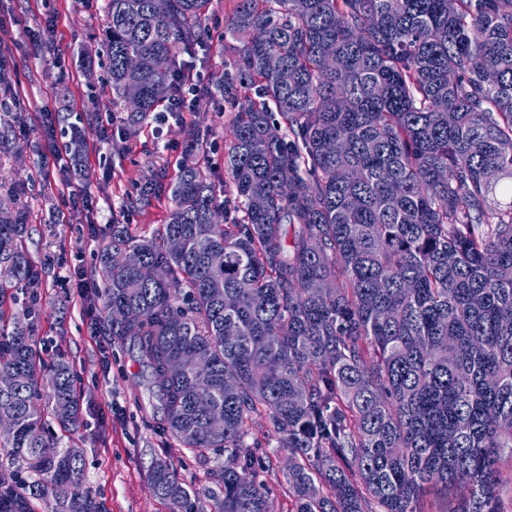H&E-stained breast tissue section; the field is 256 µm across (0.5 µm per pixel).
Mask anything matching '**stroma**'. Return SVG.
<instances>
[{"instance_id": "35a3bbf8", "label": "stroma", "mask_w": 512, "mask_h": 512, "mask_svg": "<svg viewBox=\"0 0 512 512\" xmlns=\"http://www.w3.org/2000/svg\"><path fill=\"white\" fill-rule=\"evenodd\" d=\"M107 0H0V109L9 133L0 140V193H14L27 226L25 251L39 272L30 295L38 311L32 336L46 354L70 362L82 396L83 424L67 442L84 451L82 490L105 512H171L151 487L152 460L171 463L181 482L196 490L198 512H216L224 458L199 455L145 418L147 372L130 345L92 330L78 291L66 284L80 268L99 287L97 255L124 225L134 237L165 224L169 187L187 150L211 169L216 188L228 176L224 156L235 110L223 96H198L183 120L159 122L157 113L131 121L112 93L105 53ZM237 0H208L200 25L205 43L197 55L180 54L206 85L229 71L224 29ZM108 126L110 140L97 136ZM83 131V175L71 184L92 197L90 208L68 209L61 181L66 156L45 167L43 156Z\"/></svg>"}]
</instances>
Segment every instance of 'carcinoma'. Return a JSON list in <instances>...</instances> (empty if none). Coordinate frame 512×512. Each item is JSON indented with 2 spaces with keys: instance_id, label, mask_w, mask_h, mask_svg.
Returning a JSON list of instances; mask_svg holds the SVG:
<instances>
[{
  "instance_id": "1",
  "label": "carcinoma",
  "mask_w": 512,
  "mask_h": 512,
  "mask_svg": "<svg viewBox=\"0 0 512 512\" xmlns=\"http://www.w3.org/2000/svg\"><path fill=\"white\" fill-rule=\"evenodd\" d=\"M206 0H108L112 92L153 112ZM218 92L239 106L236 196L180 165L159 234L112 229L98 324L136 348L151 406L224 452L217 512H273L265 448L289 452L294 512H500L512 449V0H238ZM0 199V304L36 286ZM180 240L177 251L172 239ZM133 252L139 263L120 258ZM31 310L0 333V512H104L81 491L72 370L42 359ZM224 414L217 430L206 409ZM262 415L265 440L245 443ZM172 512H198L171 466ZM510 448H504L502 457L504 466L502 467L500 487V509L503 512H512V469L510 466Z\"/></svg>"
}]
</instances>
